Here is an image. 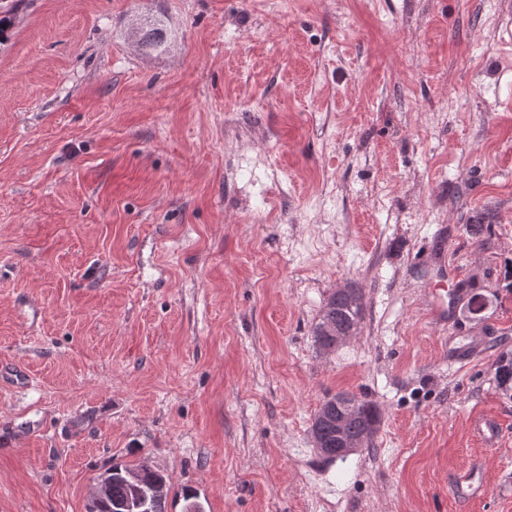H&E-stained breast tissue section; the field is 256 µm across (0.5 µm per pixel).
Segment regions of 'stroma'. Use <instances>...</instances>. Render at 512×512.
<instances>
[{"label":"stroma","mask_w":512,"mask_h":512,"mask_svg":"<svg viewBox=\"0 0 512 512\" xmlns=\"http://www.w3.org/2000/svg\"><path fill=\"white\" fill-rule=\"evenodd\" d=\"M156 19L147 52L130 32ZM345 286L360 330L320 350ZM506 355L512 0H21L0 34V512H86L143 461L168 512L188 492L512 512ZM341 391L381 423L330 462L310 428ZM471 463L479 497L454 489Z\"/></svg>","instance_id":"1"}]
</instances>
